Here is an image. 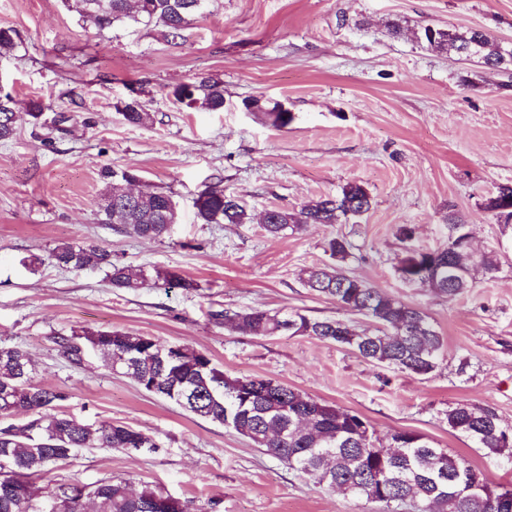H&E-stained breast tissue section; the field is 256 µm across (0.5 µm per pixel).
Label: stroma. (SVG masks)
<instances>
[{
    "instance_id": "stroma-1",
    "label": "stroma",
    "mask_w": 512,
    "mask_h": 512,
    "mask_svg": "<svg viewBox=\"0 0 512 512\" xmlns=\"http://www.w3.org/2000/svg\"><path fill=\"white\" fill-rule=\"evenodd\" d=\"M401 27L392 36L389 24ZM479 29L512 43V0H206L181 38L130 21L86 26L64 0H0V27L16 32L0 55V88L17 111L42 99L40 124L0 142V346L29 352L39 385L65 392L60 408L153 435L155 453L89 448L38 486L121 478L180 500H214L218 512H380L378 503L314 485L242 435L147 393L89 357L69 365L57 340L118 329L189 346L231 375L272 377L314 399L361 414L378 438L422 435L501 484L512 464L448 428L458 402L490 407L512 425V224L485 209L512 185V75L428 47L421 26ZM204 77L224 84L211 112L177 104L173 90ZM138 97L152 125L126 123L116 103ZM282 104L276 127L243 100ZM134 169L142 185L173 196L180 219L158 241L98 221L102 168ZM242 199L250 224H205L193 202L212 184ZM372 201L357 224H316L266 235L267 209H300L348 184ZM467 224L476 252L455 298L397 271L400 227L426 250L448 246L449 217ZM353 244L343 268L422 309L444 338V359L422 376L375 364L309 336L260 337L211 319L260 307L315 319L349 317L305 288L306 270L330 264L329 239ZM72 242L113 259L174 269L194 288H112L104 270L66 271L24 258Z\"/></svg>"
}]
</instances>
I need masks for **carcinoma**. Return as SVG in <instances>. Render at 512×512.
<instances>
[{"instance_id":"1","label":"carcinoma","mask_w":512,"mask_h":512,"mask_svg":"<svg viewBox=\"0 0 512 512\" xmlns=\"http://www.w3.org/2000/svg\"><path fill=\"white\" fill-rule=\"evenodd\" d=\"M204 0H67L82 20L98 30L119 22L154 24L174 39L201 9ZM430 47L458 56L477 59L492 72L512 64L505 47L478 29L464 31L439 29ZM175 100L189 108L209 111L224 108V85L204 77L177 87ZM246 107L261 112L276 127L288 125L291 113L275 104L267 107L253 99ZM47 105L40 99L27 103L26 112L15 110L8 93L0 96V141L17 133L22 116L39 119ZM123 118L132 126L153 122L136 98L124 102ZM106 189L98 203V221L114 224L120 233L143 239H161L178 223L179 212L173 197L163 191L144 188L135 199L126 197L124 184L139 175L132 169L101 170ZM197 218L204 224H248L251 214L238 197L219 186H209L195 200ZM371 197L360 184H349L334 196H324L300 210L274 208L263 229L270 237L286 231L301 232L314 224H343L349 211L368 212ZM404 243L400 263L422 255L410 244L412 232L399 229ZM353 245L345 236L327 243L334 265L306 271L303 285L355 315L371 321L373 329L358 333L351 323L339 318L311 319L295 312L289 315L261 308L214 311L211 316L224 321V328L253 336L302 335L349 348L362 358L417 375L434 372L444 350L443 336L421 310L391 296L342 268ZM50 263L68 271L87 267L106 270L116 289L192 288L194 283L179 273L149 270L143 265L125 264L112 259V251L100 246H80L64 242L47 257L33 256L26 266L34 271ZM448 263L434 271L426 268L414 281L448 298L468 288V274L457 283H448L443 273ZM63 358L79 366L87 355L97 356L108 369L130 377L141 389L175 402L186 411L224 425L247 437L255 447L278 459L314 484L345 495L364 497L381 506L382 512H512V486L495 484L458 455L436 448L413 432L390 434L388 445H376L374 427L363 416L304 396L273 378L232 376L216 368L203 353L182 345L181 368L174 372L159 355L164 349L155 338L129 332L98 329L63 336L58 341ZM34 364L28 352L19 347L0 348V387L9 384L14 392L0 397V512H46L41 506L40 489L32 478L48 473L61 461L82 448H122L134 452H154L155 439L130 426L101 421L89 424L57 410L67 399L61 391L40 387L33 379ZM19 413L33 417L25 424L10 419ZM448 428L470 439L489 454L512 461V441L501 438L498 413L489 407L458 403L448 408ZM26 486L30 495L20 498L5 485ZM162 491L146 486L132 491L124 480H103L87 489L78 483L60 484L44 496L46 503L64 505L65 512H83V502L91 501L97 512H153L154 498Z\"/></svg>"}]
</instances>
